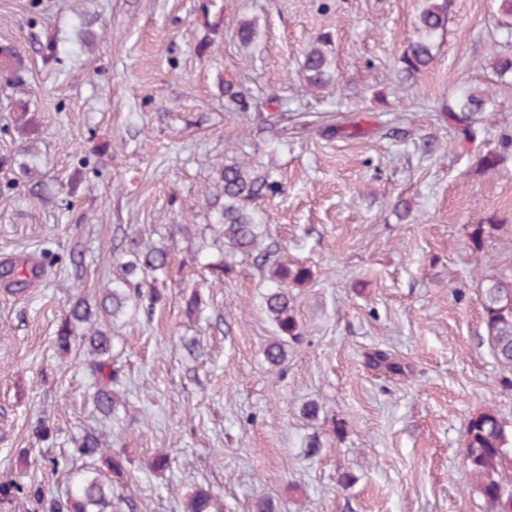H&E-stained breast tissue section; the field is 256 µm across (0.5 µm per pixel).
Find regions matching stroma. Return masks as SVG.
Wrapping results in <instances>:
<instances>
[{"instance_id":"1","label":"stroma","mask_w":512,"mask_h":512,"mask_svg":"<svg viewBox=\"0 0 512 512\" xmlns=\"http://www.w3.org/2000/svg\"><path fill=\"white\" fill-rule=\"evenodd\" d=\"M203 3L0 0V43L24 48L41 121L27 177L0 87V266L43 272L20 291L0 284V479L63 493L74 441L93 428L127 459L113 495L133 512H184L199 490L213 512H486L467 488L466 424L486 409L512 423V371L490 346L476 279L512 266V246L478 250L469 235L491 214L512 225V151L494 174L474 165L512 137V83L489 65L512 51L497 0H453L434 60L407 82L399 58L420 0H216V32ZM244 20L257 29L248 48L234 37ZM319 38L334 83L308 91L299 68ZM226 80L259 107L225 109ZM464 85L495 95L471 140L441 116ZM241 160L282 185L257 205L267 244L310 270L292 290L302 336L278 367L264 358L280 336L267 275L226 254L213 222L216 171ZM137 236L168 249L171 275L152 312L109 328L129 406L106 419L88 399L82 340L66 352L54 340L74 301L121 277ZM222 260L219 281L207 265ZM376 349L404 375L369 367ZM42 421L52 444L34 435ZM161 453L171 466L152 471Z\"/></svg>"}]
</instances>
